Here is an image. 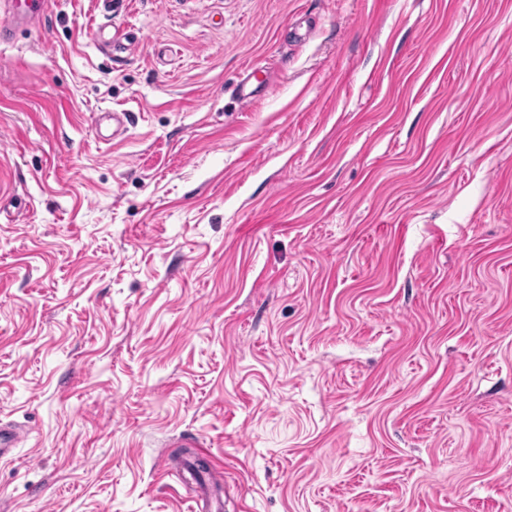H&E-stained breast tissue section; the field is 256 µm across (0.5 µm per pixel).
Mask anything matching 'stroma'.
Listing matches in <instances>:
<instances>
[{
	"instance_id": "stroma-1",
	"label": "stroma",
	"mask_w": 512,
	"mask_h": 512,
	"mask_svg": "<svg viewBox=\"0 0 512 512\" xmlns=\"http://www.w3.org/2000/svg\"><path fill=\"white\" fill-rule=\"evenodd\" d=\"M0 423V512H193L190 441L224 512H512V0L11 26Z\"/></svg>"
}]
</instances>
